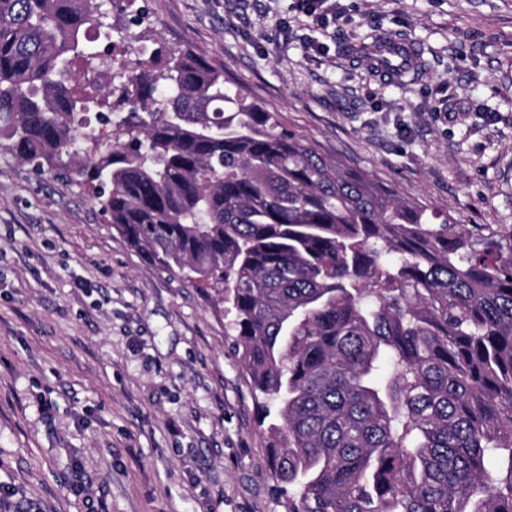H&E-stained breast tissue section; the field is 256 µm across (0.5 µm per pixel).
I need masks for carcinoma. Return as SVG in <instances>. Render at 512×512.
Instances as JSON below:
<instances>
[{"mask_svg":"<svg viewBox=\"0 0 512 512\" xmlns=\"http://www.w3.org/2000/svg\"><path fill=\"white\" fill-rule=\"evenodd\" d=\"M97 0H0V148L75 161L108 223L211 288L288 512H512V225L344 167L186 49L110 87ZM83 83L119 93L111 142Z\"/></svg>","mask_w":512,"mask_h":512,"instance_id":"obj_1","label":"carcinoma"}]
</instances>
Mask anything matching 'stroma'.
<instances>
[{
    "label": "stroma",
    "mask_w": 512,
    "mask_h": 512,
    "mask_svg": "<svg viewBox=\"0 0 512 512\" xmlns=\"http://www.w3.org/2000/svg\"><path fill=\"white\" fill-rule=\"evenodd\" d=\"M284 124L463 224H512V0H136ZM402 37L381 83L354 46ZM208 291L107 224L94 186L0 149V512H288ZM52 402L43 413V402ZM331 0H299L301 12L311 19L312 23L323 25L336 18V11ZM381 44L382 47L376 54L369 52L368 58L383 80L394 79L405 69L414 70L417 67L418 52L410 42L396 38H383ZM394 61L398 63L393 64Z\"/></svg>",
    "instance_id": "35a3bbf8"
}]
</instances>
